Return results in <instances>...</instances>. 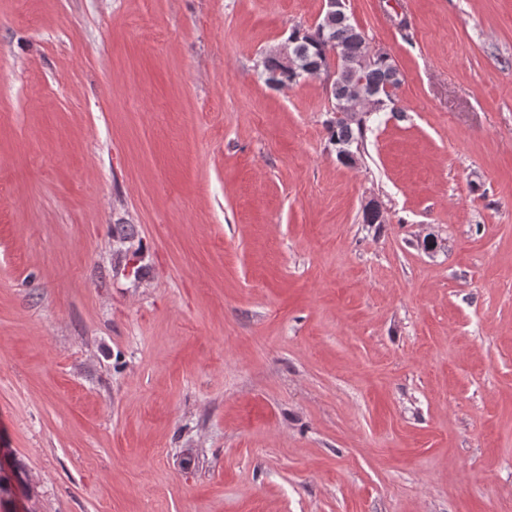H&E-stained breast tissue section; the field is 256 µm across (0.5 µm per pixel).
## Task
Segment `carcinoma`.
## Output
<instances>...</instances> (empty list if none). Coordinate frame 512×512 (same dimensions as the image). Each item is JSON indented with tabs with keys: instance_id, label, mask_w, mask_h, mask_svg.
Wrapping results in <instances>:
<instances>
[{
	"instance_id": "carcinoma-1",
	"label": "carcinoma",
	"mask_w": 512,
	"mask_h": 512,
	"mask_svg": "<svg viewBox=\"0 0 512 512\" xmlns=\"http://www.w3.org/2000/svg\"><path fill=\"white\" fill-rule=\"evenodd\" d=\"M292 63L283 65L276 56L264 61L261 75L271 85L285 86L319 76L331 68L336 57L330 100L333 112H346L352 101L369 96L375 111L397 112L394 90L401 84L400 71L389 54L367 60L369 47L364 32L348 14H324L310 28H296L288 38ZM370 117L333 118L327 125L329 142L343 164H354L360 156Z\"/></svg>"
}]
</instances>
